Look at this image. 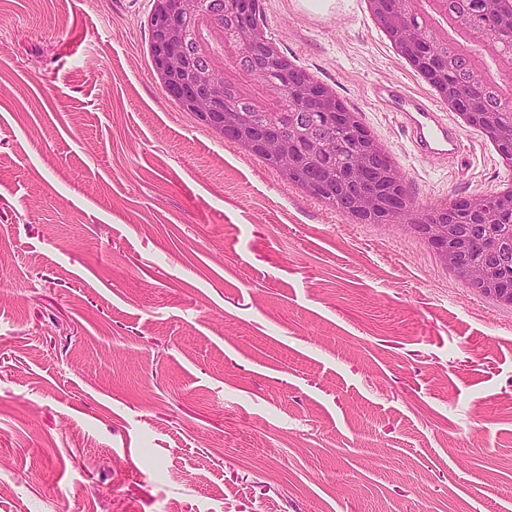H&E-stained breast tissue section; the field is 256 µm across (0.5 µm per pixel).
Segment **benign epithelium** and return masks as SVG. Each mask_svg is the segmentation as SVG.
I'll return each mask as SVG.
<instances>
[{"instance_id":"1","label":"benign epithelium","mask_w":512,"mask_h":512,"mask_svg":"<svg viewBox=\"0 0 512 512\" xmlns=\"http://www.w3.org/2000/svg\"><path fill=\"white\" fill-rule=\"evenodd\" d=\"M200 0H154L149 19L156 71L162 87L176 93L177 101L197 113L223 137L265 155L280 165L282 174L314 195L331 189L354 214L369 217L386 214L393 223L404 221L407 205L402 203L398 189L400 173L380 163L381 146L363 129L356 112L346 110L336 95L317 82L286 75L275 79L271 73L285 71L288 65L266 36L264 27L247 20L238 25L234 41L224 48V56L208 65L190 68V52L184 28L197 22L214 36L224 37L223 21L205 16L199 10ZM378 23L398 44L411 62L426 63V78L440 94L473 116L489 137L499 146L501 154L512 158V122H504L498 108L512 109V54L497 53L495 36H512V0H481L484 23L473 25L463 16L469 0H368ZM462 32L463 46H479L482 51L469 59L471 71L468 88L462 89L444 81L448 59L430 57L429 44L448 45V29ZM242 55L254 58L248 75L261 86L262 93L254 106L268 112L284 96L300 103L304 109L322 116L328 125L340 128L355 142V161L343 171H329L320 178L305 173V165L322 167L332 161L341 143L326 135L318 137L309 128H255L249 126L244 113L226 98L232 87L241 95L250 94L240 80L239 69L226 66V60ZM496 81L503 95L499 107L490 105L485 85ZM441 220L426 225L425 236L435 248L440 263L457 269L466 280L485 287L497 300L512 305V271L498 264L501 253L495 230L512 219V194L492 195L482 199H459L440 212ZM466 217L487 236L484 246L490 254L486 261H469L470 239L463 236L458 221Z\"/></svg>"}]
</instances>
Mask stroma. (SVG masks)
I'll use <instances>...</instances> for the list:
<instances>
[{
  "mask_svg": "<svg viewBox=\"0 0 512 512\" xmlns=\"http://www.w3.org/2000/svg\"><path fill=\"white\" fill-rule=\"evenodd\" d=\"M412 219L512 182L368 0H260ZM153 0H0V512H512V306L167 95ZM455 125L419 156L373 94ZM377 100L388 112H396L411 142L421 156L448 159L460 153L458 129L447 122L426 97L400 85H383L375 90Z\"/></svg>",
  "mask_w": 512,
  "mask_h": 512,
  "instance_id": "35a3bbf8",
  "label": "stroma"
}]
</instances>
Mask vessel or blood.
Here are the masks:
<instances>
[{
    "label": "vessel or blood",
    "instance_id": "vessel-or-blood-1",
    "mask_svg": "<svg viewBox=\"0 0 512 512\" xmlns=\"http://www.w3.org/2000/svg\"><path fill=\"white\" fill-rule=\"evenodd\" d=\"M375 96L387 111L400 116L420 155L445 159L460 153L462 141L458 129L447 122L426 97L400 85L380 86Z\"/></svg>",
    "mask_w": 512,
    "mask_h": 512
}]
</instances>
